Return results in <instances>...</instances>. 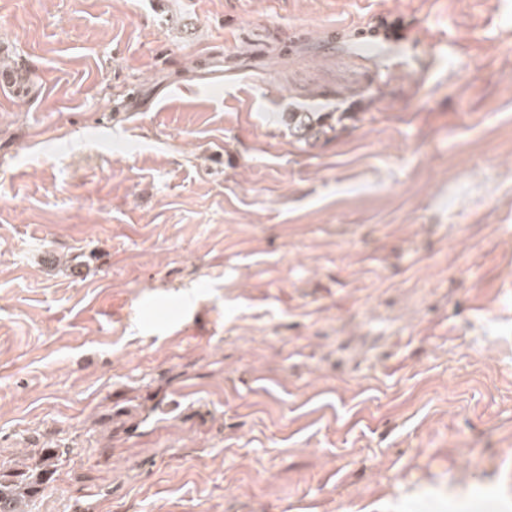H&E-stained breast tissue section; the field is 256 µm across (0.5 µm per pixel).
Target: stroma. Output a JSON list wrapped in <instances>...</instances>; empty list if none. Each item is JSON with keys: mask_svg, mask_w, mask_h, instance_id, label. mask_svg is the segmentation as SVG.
Listing matches in <instances>:
<instances>
[{"mask_svg": "<svg viewBox=\"0 0 512 512\" xmlns=\"http://www.w3.org/2000/svg\"><path fill=\"white\" fill-rule=\"evenodd\" d=\"M397 16L427 71L319 44ZM1 67L42 512H512V0H0ZM327 112L288 113V126L299 139L309 140L324 132Z\"/></svg>", "mask_w": 512, "mask_h": 512, "instance_id": "35a3bbf8", "label": "stroma"}]
</instances>
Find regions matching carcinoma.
<instances>
[{
  "label": "carcinoma",
  "mask_w": 512,
  "mask_h": 512,
  "mask_svg": "<svg viewBox=\"0 0 512 512\" xmlns=\"http://www.w3.org/2000/svg\"><path fill=\"white\" fill-rule=\"evenodd\" d=\"M327 114L290 112L288 126L295 136L308 140L324 132ZM58 448H33L27 459L0 457V512H36L47 484L63 462Z\"/></svg>",
  "instance_id": "1"
}]
</instances>
